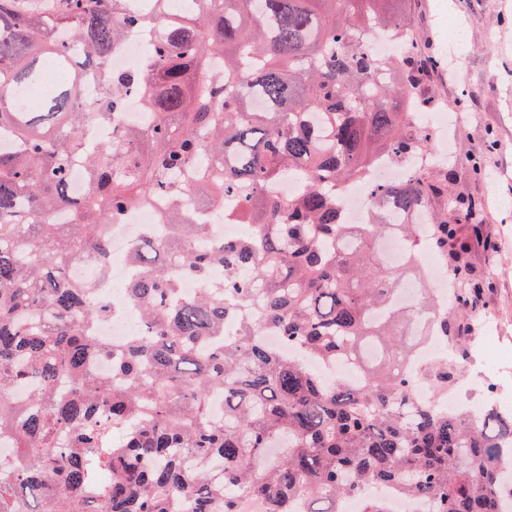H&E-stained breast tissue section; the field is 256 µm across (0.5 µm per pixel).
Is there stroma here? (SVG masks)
<instances>
[{
  "mask_svg": "<svg viewBox=\"0 0 512 512\" xmlns=\"http://www.w3.org/2000/svg\"><path fill=\"white\" fill-rule=\"evenodd\" d=\"M392 7L410 17L427 52L448 61L426 86L437 92L435 111L456 116L445 134L451 187L481 203L497 247L496 254L476 249L467 257L484 282L476 306L448 311L470 354L461 373L480 370L473 332L486 328L508 356L492 382L512 400V0H394Z\"/></svg>",
  "mask_w": 512,
  "mask_h": 512,
  "instance_id": "1",
  "label": "stroma"
}]
</instances>
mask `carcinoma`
Wrapping results in <instances>:
<instances>
[{
  "label": "carcinoma",
  "instance_id": "obj_1",
  "mask_svg": "<svg viewBox=\"0 0 512 512\" xmlns=\"http://www.w3.org/2000/svg\"><path fill=\"white\" fill-rule=\"evenodd\" d=\"M392 0H0V434L18 454L0 459V512H336L368 485L431 496L437 512H506L512 480V405L488 399L478 416L415 403L395 365L411 348L391 342L390 308L410 266L387 263L378 241L397 230L438 253L464 285L466 262L495 243L480 204L454 195L442 166L415 163L431 133L416 119L434 96L419 86L439 60L421 47ZM150 23L155 38L139 72L116 73L112 48ZM376 27L408 43L377 60L363 46ZM59 78L33 111L15 92ZM97 73L98 96L79 92ZM139 85L154 115L146 129L118 125L124 90ZM90 123L112 139L89 145ZM408 164L399 184L370 185L374 208L349 224L341 191L381 157ZM85 191L69 193L75 167ZM300 190L281 198L279 181ZM164 196L165 240L134 248L125 287L142 331L120 347L97 335L110 307L70 267L105 260L108 220ZM239 203L247 233L202 248L204 225L187 209ZM419 210L424 240L391 216ZM215 267L224 281L208 282ZM199 280L182 298L172 272ZM234 317L237 334L224 336ZM436 333L462 348L448 315ZM275 331L299 349L264 342ZM379 356L364 382L329 381L309 361ZM112 359L110 383L93 372ZM456 363L430 374L457 380ZM29 386L32 404L10 400ZM224 415H212V398Z\"/></svg>",
  "mask_w": 512,
  "mask_h": 512
}]
</instances>
